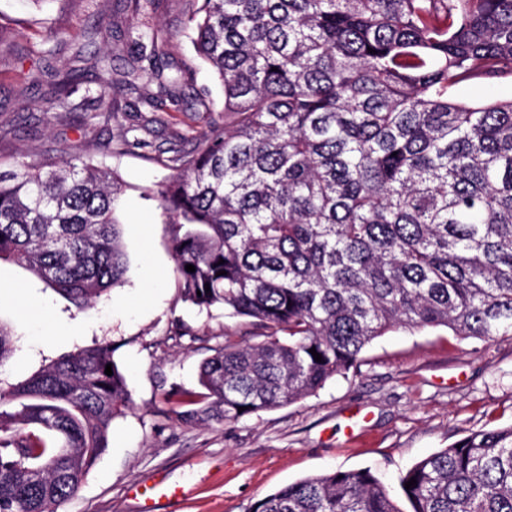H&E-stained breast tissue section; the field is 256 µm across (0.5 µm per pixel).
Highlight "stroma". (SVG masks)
I'll return each mask as SVG.
<instances>
[{
    "label": "stroma",
    "instance_id": "stroma-1",
    "mask_svg": "<svg viewBox=\"0 0 512 512\" xmlns=\"http://www.w3.org/2000/svg\"><path fill=\"white\" fill-rule=\"evenodd\" d=\"M115 2L0 0V34L17 43L14 59L0 63V113L15 128L0 141V153L82 146L117 169L127 185L117 217L129 271L93 308L77 310L23 265L0 261V325L17 338L0 383L108 342L134 401L133 410L113 422L110 445L78 494L58 512H140L153 488L174 486L184 495L161 512H250L270 491L300 478L364 467L384 476L396 493L400 476L421 458L471 432L511 425L512 336L462 340L444 328L380 337L363 353L358 371L331 379L300 402L236 424L179 420L170 391L196 388L201 363L223 344L225 332L245 330L252 342L258 331L223 309L207 312L182 299L165 215L146 194L172 171L141 154L108 148L135 119L86 128L77 118L59 122L46 109L49 85L40 75L46 66L72 63L73 52L46 40L45 29L66 28L85 42L94 14ZM160 48L171 65L189 69L210 113L223 115L222 88L190 41ZM24 85L31 102L22 107L17 91ZM207 114L182 108L171 113L164 133L204 131ZM178 320L192 335L174 336Z\"/></svg>",
    "mask_w": 512,
    "mask_h": 512
}]
</instances>
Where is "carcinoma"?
Wrapping results in <instances>:
<instances>
[{"instance_id": "cac0c4a2", "label": "carcinoma", "mask_w": 512, "mask_h": 512, "mask_svg": "<svg viewBox=\"0 0 512 512\" xmlns=\"http://www.w3.org/2000/svg\"><path fill=\"white\" fill-rule=\"evenodd\" d=\"M183 2L184 33L234 126L209 123L191 150L183 135L164 146L123 134L114 151L151 147L177 170L155 195L184 301L222 307L264 340L224 334L200 366L201 390L176 391L178 416L227 424L297 403L392 330L512 335V98L451 94L512 79V0ZM125 12L139 53L122 83L153 107V133L166 126L157 100L181 109L187 72L167 73L143 0H125ZM117 28L101 11L92 35L106 46ZM93 59L100 93L85 120L108 123L119 116L112 51ZM51 77L47 108L67 121L76 69ZM123 194L116 172L78 146L14 159L0 170V261L91 306L128 270ZM14 349L0 326V367ZM133 407L108 343L0 386V512H58ZM399 485L410 512H512V425L422 458ZM252 512L403 510L365 467L306 476ZM453 95L459 100L473 104L509 99L512 98V81L509 79L488 84L482 80H473L455 87Z\"/></svg>"}]
</instances>
